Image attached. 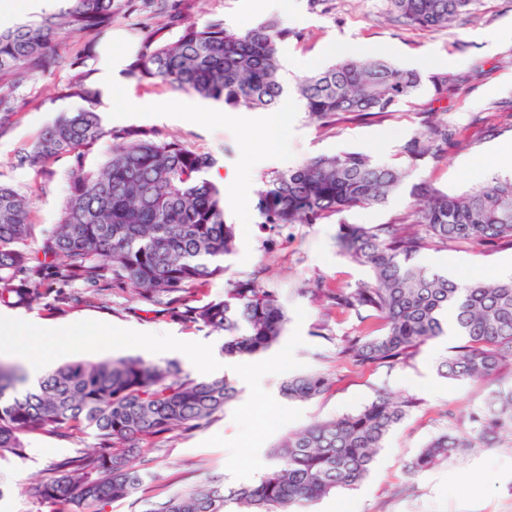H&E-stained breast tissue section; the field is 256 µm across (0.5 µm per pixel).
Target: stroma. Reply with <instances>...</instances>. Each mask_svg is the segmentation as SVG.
Instances as JSON below:
<instances>
[{"mask_svg":"<svg viewBox=\"0 0 512 512\" xmlns=\"http://www.w3.org/2000/svg\"><path fill=\"white\" fill-rule=\"evenodd\" d=\"M115 5L118 14L112 30L97 48L111 50L131 63L142 41L157 31L173 38L187 23L213 17L223 18L228 28L244 30L279 15L269 0H155L150 6L145 0H115ZM288 6L295 18L287 24L291 37L279 45L280 59L303 63L301 69L290 72V83L307 76V63L320 68L339 54H371L426 75L447 71L462 77L463 84L439 102L431 85H423L412 101L380 120L348 119L322 128L307 113H296L290 153L284 156L264 143L256 111H229L225 125L217 126L202 116L206 100L127 77L108 104L109 110L127 113V126L151 129L161 138L215 153L220 158L216 174L236 165L251 170L246 184L224 191L226 221L234 225L239 247L225 257L223 274L194 285L185 303L195 306L223 297L228 283L253 276L259 287L283 294L288 308L304 309V321L292 317L287 324L288 329H300L303 338L295 357L305 371L323 372L330 388L300 403L302 416L288 423V430L357 412L383 391L414 398L415 407L391 431L368 477L354 488L307 505L305 512H336L341 504L348 512H512L511 441L495 448L470 449L415 477L408 472L410 461L430 439L443 431L469 429L468 413L481 407L491 391L512 385V364H503L493 376L481 380L441 377L440 361L460 343L459 338L448 336L427 342L395 365L354 370L337 357L336 347L343 337L357 334L359 322L325 299L326 294L369 278L366 268L339 251L340 223L402 224L416 204L413 184L458 194L489 175L506 174L502 161L512 156V0H475L469 15L451 29L436 31L395 21L387 0H325L316 8L310 0H288ZM83 44L79 37L60 38L57 51L62 66L24 80L14 92L16 110L11 121L0 132V182L28 197L29 220L40 228L60 221L73 161H56L48 175L39 176L20 164L17 154L47 123L76 108L75 100L59 97L62 85L80 75L89 84L97 83V57L87 58L78 68L72 65ZM429 111L445 113L459 130V141L440 161H420L409 184L385 204L355 208L317 224H296L280 235L263 229L256 215L250 223H237L239 205L255 207L256 192L266 176L295 168L310 157L363 152L380 163L395 162L400 147L423 132ZM420 261L461 281L512 276L508 244L426 250ZM317 280L325 295L306 294V287ZM28 312L49 325L90 319L140 332L169 333L186 342L211 344L215 358L224 357L223 336L179 320L175 311L139 300L124 284H102L91 297L79 285L56 284ZM218 374L237 388L235 404L201 427L174 432L156 447L145 449L143 468L149 477L138 492V503L115 502L105 512H142L145 503L217 476L233 484L226 468L228 451L208 445L207 440L217 434L226 438L237 434L233 412L236 404L248 399L249 388L230 368H221ZM93 445L89 437L80 441L29 437L25 457L0 459V512H56L54 504L32 498L29 486L50 479L58 461L78 456L81 449Z\"/></svg>","mask_w":512,"mask_h":512,"instance_id":"obj_1","label":"stroma"}]
</instances>
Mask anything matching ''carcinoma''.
I'll use <instances>...</instances> for the list:
<instances>
[{"label": "carcinoma", "mask_w": 512, "mask_h": 512, "mask_svg": "<svg viewBox=\"0 0 512 512\" xmlns=\"http://www.w3.org/2000/svg\"><path fill=\"white\" fill-rule=\"evenodd\" d=\"M62 6L0 30V128L16 109L14 91L32 73L61 63L63 35L100 38L112 28L114 0H60ZM474 0H388L389 14L425 31L448 29ZM288 31L273 20L245 31L224 20L188 23L175 39L153 36L141 45L131 74L165 83L231 109L269 110L285 87L278 44ZM441 100L459 87L446 71L428 77ZM423 84L415 69L374 55L342 58L294 88L320 126L389 114L413 99ZM59 94L83 105L46 125L19 150L18 161L38 172L74 159L60 223L29 249L35 226L16 188L0 184V306L34 303L45 283L79 282L94 292L104 281L129 284L145 301L168 306L189 287L224 272V256L237 250L234 225L225 221L224 189L206 178L218 158L150 129L114 132L97 110L98 92L78 79ZM459 132L443 118L407 140L394 163L361 152L317 155L263 181L256 208L271 230L315 224L353 208L382 205L417 162L439 160ZM120 146L88 168L85 156L103 139ZM426 197L402 224L341 223L339 249L371 272V280L328 295L331 306L357 318L337 355L361 368L390 364L452 332L464 343L438 366L452 380H475L512 359V279L458 281L417 261L424 250L455 245L512 243V176L492 175L461 194L414 187ZM180 318L224 336V356L245 358L276 346L288 323L278 295L237 280L224 298L192 306ZM21 370L0 366V458L26 454L28 435H87L92 451L57 464L59 475L29 493L72 512H102L133 497L146 473L136 464L143 448L174 431L200 427L237 394L222 377L193 375L176 360L141 355L64 363L20 392ZM329 388L319 372L288 378V401H308ZM414 406L385 392L356 413L289 433L269 450V469L252 484L218 480L152 502L145 512H301L338 489L359 484L393 428ZM461 434L440 433L408 465L413 475L471 448L512 439V387L491 392Z\"/></svg>", "instance_id": "obj_1"}]
</instances>
